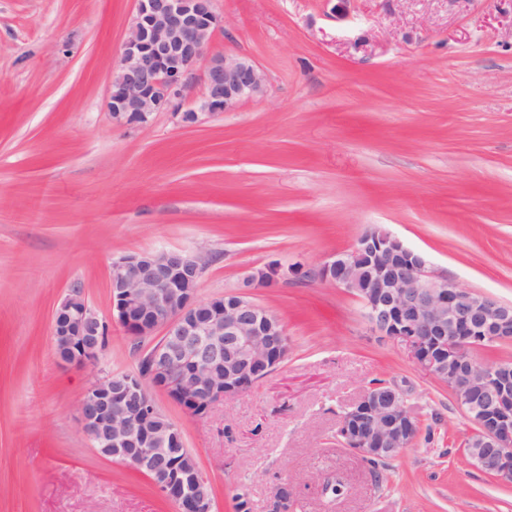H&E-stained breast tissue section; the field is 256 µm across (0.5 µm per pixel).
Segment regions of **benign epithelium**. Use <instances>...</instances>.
Listing matches in <instances>:
<instances>
[{
	"label": "benign epithelium",
	"mask_w": 512,
	"mask_h": 512,
	"mask_svg": "<svg viewBox=\"0 0 512 512\" xmlns=\"http://www.w3.org/2000/svg\"><path fill=\"white\" fill-rule=\"evenodd\" d=\"M223 26L213 0H136L108 97L113 120L142 126L155 113L171 111L190 126L262 93L266 76L245 57H214L198 70L212 34ZM198 81L199 106L181 109ZM206 265L204 253L178 249L123 255L112 262L110 314L98 315L73 288L57 306L51 331L58 359L84 365L98 359L103 330L113 321L136 338L163 328L143 366L92 383L79 413L92 446L150 476L177 512L216 510L180 428L150 390L187 401L189 412L201 415L267 377L289 350L281 321L247 293L197 299ZM317 275L355 293L372 330L408 343L417 363L448 385L481 436L468 453L472 464L512 483V364L483 366L464 358L467 340L512 337V304L435 279L423 254L381 230L362 234L351 252L331 256ZM418 431L403 391L384 383L371 385L341 412L337 437L365 458L387 460Z\"/></svg>",
	"instance_id": "1"
}]
</instances>
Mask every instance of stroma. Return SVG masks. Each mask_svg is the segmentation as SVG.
Segmentation results:
<instances>
[{"label":"stroma","instance_id":"1","mask_svg":"<svg viewBox=\"0 0 512 512\" xmlns=\"http://www.w3.org/2000/svg\"><path fill=\"white\" fill-rule=\"evenodd\" d=\"M208 57L245 56L265 91L186 126L113 122L109 89L135 0H0V512H176L92 446L87 387L134 370L154 337L111 326L94 365L59 363L54 311L81 287L99 315L140 250L208 254L198 300L244 287L287 359L179 424L217 512H512V484L465 454L476 426L360 300L315 277L380 229L437 279L512 304V0H214ZM404 389L412 444L375 467L336 440L372 380Z\"/></svg>","mask_w":512,"mask_h":512}]
</instances>
